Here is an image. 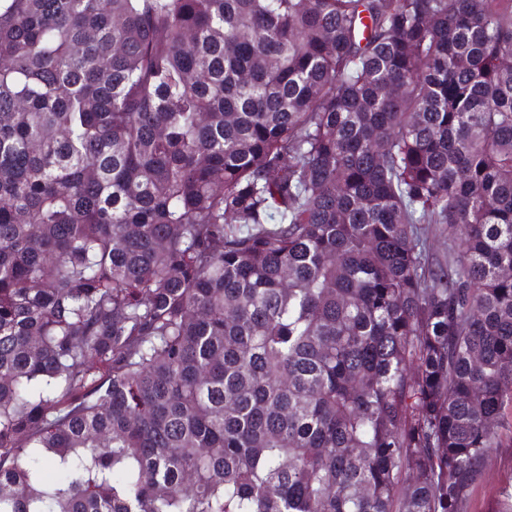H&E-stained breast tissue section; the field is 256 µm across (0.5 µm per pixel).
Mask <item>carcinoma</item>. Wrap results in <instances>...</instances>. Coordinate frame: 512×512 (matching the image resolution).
I'll use <instances>...</instances> for the list:
<instances>
[{
    "label": "carcinoma",
    "mask_w": 512,
    "mask_h": 512,
    "mask_svg": "<svg viewBox=\"0 0 512 512\" xmlns=\"http://www.w3.org/2000/svg\"><path fill=\"white\" fill-rule=\"evenodd\" d=\"M508 407L512 0H0V512H465Z\"/></svg>",
    "instance_id": "obj_1"
}]
</instances>
